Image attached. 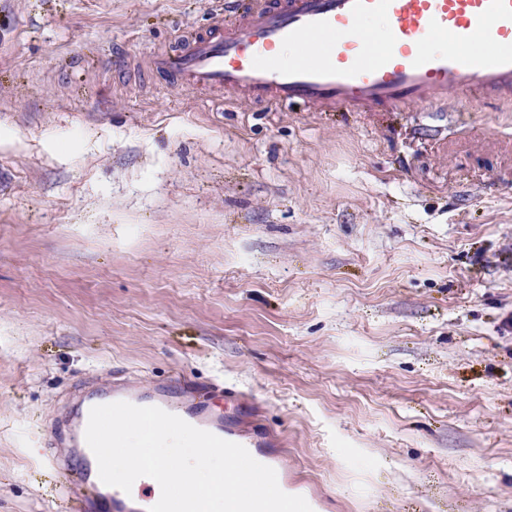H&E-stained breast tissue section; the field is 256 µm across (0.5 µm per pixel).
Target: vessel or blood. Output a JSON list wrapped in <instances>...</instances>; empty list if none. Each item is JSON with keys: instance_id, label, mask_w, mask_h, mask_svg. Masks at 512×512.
I'll return each instance as SVG.
<instances>
[{"instance_id": "obj_1", "label": "vessel or blood", "mask_w": 512, "mask_h": 512, "mask_svg": "<svg viewBox=\"0 0 512 512\" xmlns=\"http://www.w3.org/2000/svg\"><path fill=\"white\" fill-rule=\"evenodd\" d=\"M211 20L183 32L155 55L153 75L183 90H221L238 101L319 112H403L445 102L449 94L512 100V0H211ZM384 21L383 41L365 24ZM296 57L284 61L282 48ZM151 405L247 450L262 444L214 414L187 383L144 386L120 376L77 389L54 465L80 512H148L155 480L131 492L110 489L85 441L92 407L116 401Z\"/></svg>"}]
</instances>
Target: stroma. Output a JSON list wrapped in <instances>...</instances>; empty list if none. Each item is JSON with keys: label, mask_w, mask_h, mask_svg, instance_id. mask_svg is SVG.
I'll list each match as a JSON object with an SVG mask.
<instances>
[{"label": "stroma", "mask_w": 512, "mask_h": 512, "mask_svg": "<svg viewBox=\"0 0 512 512\" xmlns=\"http://www.w3.org/2000/svg\"><path fill=\"white\" fill-rule=\"evenodd\" d=\"M203 0H0V512L80 381L181 374L318 512H512V103L151 78Z\"/></svg>", "instance_id": "35a3bbf8"}]
</instances>
